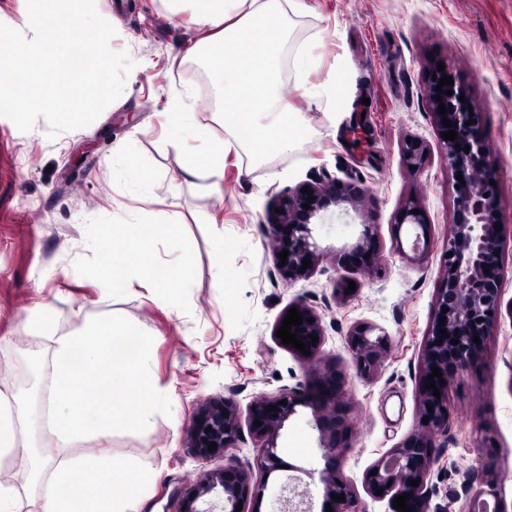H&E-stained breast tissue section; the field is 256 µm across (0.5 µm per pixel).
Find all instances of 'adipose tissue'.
<instances>
[{
  "label": "adipose tissue",
  "instance_id": "obj_1",
  "mask_svg": "<svg viewBox=\"0 0 512 512\" xmlns=\"http://www.w3.org/2000/svg\"><path fill=\"white\" fill-rule=\"evenodd\" d=\"M186 2L204 33L197 51L210 64L225 131L262 156L289 149L302 133L290 106L302 88L282 82L281 50L288 41V17L303 9V0H167L174 14ZM244 99L250 104L246 111L239 107ZM168 232L165 224L96 230L93 242L104 255L98 278L118 290L152 276L157 263L147 243ZM29 466L42 484L41 512H125L110 487L134 494L148 478L140 467L109 455L64 458L50 468L33 458Z\"/></svg>",
  "mask_w": 512,
  "mask_h": 512
}]
</instances>
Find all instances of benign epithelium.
I'll use <instances>...</instances> for the list:
<instances>
[{
  "label": "benign epithelium",
  "mask_w": 512,
  "mask_h": 512,
  "mask_svg": "<svg viewBox=\"0 0 512 512\" xmlns=\"http://www.w3.org/2000/svg\"><path fill=\"white\" fill-rule=\"evenodd\" d=\"M436 78L430 80V105L435 116L438 130L449 132L443 120L454 124L458 136L454 140L442 141L448 158V165L454 174L462 175L465 185L455 190L454 222L445 252L442 257L444 276L436 294V314L428 329L423 351V372L419 382L418 423L417 428L388 455L373 465L377 469L374 475H365V485L370 493L382 490L380 497L395 498L402 494H411L407 506L413 512H428L430 488L427 477L431 468L439 461L436 449L448 444L449 413L447 404L448 380L457 374L476 368L481 362L487 338L502 307L501 255L507 228L498 231L495 226L501 223L499 208V187L490 184L497 180L494 166L481 140L478 116H469V102H460L463 94L456 84L444 86L436 91L443 72L433 69ZM452 94H447V91ZM445 104L447 114L439 113V104ZM472 124L465 125L466 121ZM469 147L464 152L463 147ZM426 147L416 139L404 143L403 155L407 165L421 167ZM313 193L301 191L286 197L280 204L284 214L276 223L270 225V237L276 252L288 251L287 263L280 268L281 274L292 280L304 278L310 270L300 271L302 260H316L318 253L312 236V219L331 205L353 202L364 194V190L354 183H315L310 186ZM314 200L307 201L308 197ZM309 203L305 210L303 203ZM420 206L409 203L397 216L395 227L414 224L421 229L423 243H415L413 250L424 253L430 243V224L424 214H414ZM343 261L354 271L367 274L375 267V232L373 225H365L360 240L346 253ZM489 272H484V268ZM448 312H441L442 307ZM296 308L303 315L302 324L291 326V333L303 341L309 355L308 372L311 377L306 398L283 391L275 396L256 397L249 410L248 424L250 433L260 443L261 457L257 460V469L263 479L277 471L284 470V461L278 454L280 431L288 419L296 413V407L306 405L312 410L314 426L319 434L322 450L321 458L325 462L323 469L324 495L334 505L332 512H364L360 499L353 486L340 470L341 460L347 450V426L340 409L343 397L344 381L336 366L323 364L318 360L323 342V326L318 314L309 307L298 304ZM445 317L444 329L447 336L439 333V319ZM301 332H296V329ZM376 328L366 323L350 327L346 336V345L353 366L358 375L370 377L381 367L387 355L391 341L386 335L375 334ZM318 337L312 341L309 335ZM479 337L480 344L473 342ZM458 343H452L453 339ZM440 369L441 377L434 378V384L440 391V397L426 388L425 380L432 374V367ZM287 404H281V401ZM275 410L266 412L268 406ZM433 412H428V408ZM228 416H223V413ZM428 419L423 423L422 419ZM261 425L254 426L255 421ZM212 428L206 432V428ZM240 436L237 405L233 398L214 399L196 413L190 434V447L195 453L208 458L222 455L234 447ZM216 443L217 449L210 451V443ZM493 465L489 464L485 472H474L469 476V484L478 483L482 489L476 491L473 500L463 505L461 512H480L479 507L488 504L484 496L497 497L493 480L489 479ZM253 469L237 462H230L218 473L202 475L197 486L181 498L178 512H235L239 501H245L249 495L262 492V488L252 487ZM418 481L413 486L410 481ZM211 493L222 499V504L211 503L205 509H199L196 503ZM345 495L338 501L332 495Z\"/></svg>",
  "instance_id": "1"
}]
</instances>
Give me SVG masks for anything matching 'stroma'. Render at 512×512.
<instances>
[{
	"instance_id": "1",
	"label": "stroma",
	"mask_w": 512,
	"mask_h": 512,
	"mask_svg": "<svg viewBox=\"0 0 512 512\" xmlns=\"http://www.w3.org/2000/svg\"><path fill=\"white\" fill-rule=\"evenodd\" d=\"M290 19L282 77L305 86L294 97L307 130L290 150L257 156L231 144L217 174L188 177L191 158L224 138L206 72L194 62L202 33L191 8L171 14L164 0H95L116 30L113 51L138 65L121 96L92 124L46 136L45 120L27 133L0 116V397L33 413L45 401L54 352L51 338L34 339L30 316L44 310L58 332L99 316L120 315L153 338L149 373L171 392V416L155 415L141 433L111 432L60 446L45 427L0 459V483L17 490L16 512H38L40 480L23 460L46 463L109 452L156 472L129 512H172L171 501L206 471L228 460L255 464L259 444L249 429L226 455L203 459L189 444L199 406L234 396L247 415L256 396L287 390L305 394L303 359L279 343L274 327L289 306L302 303L322 319V357L342 372L351 432L341 463L366 512H393L389 498L366 489L367 470L417 424L418 384L425 336L443 278L442 251L454 220L455 175L448 165L429 101L428 72L447 66L467 91L494 161L503 223L512 225V0H304ZM313 51L305 71L293 60ZM344 75L341 102L318 95ZM193 94L192 124L210 140L188 136L182 151L168 143L171 98ZM424 142L420 169L403 161L406 137ZM151 176L150 192L131 193V170ZM336 179L360 184L356 203L320 212L312 230L320 257L304 279L285 280L268 226L281 197L300 185ZM416 200L431 225L423 260L412 259L414 225L394 219ZM167 224L155 240L158 263L190 260L188 280L160 288L150 280L113 292L85 280L101 261L87 240L90 227ZM375 227L376 274H354L342 255ZM356 290L341 298L336 286ZM357 323L385 331L391 348L377 374H356L345 337ZM451 426L432 470L430 512H447L470 496L469 472L493 464L503 476L498 497L512 512V316L502 315L487 338L480 368L448 383ZM311 410L297 406L285 423L279 454L301 469L302 487L321 512L324 461Z\"/></svg>"
}]
</instances>
